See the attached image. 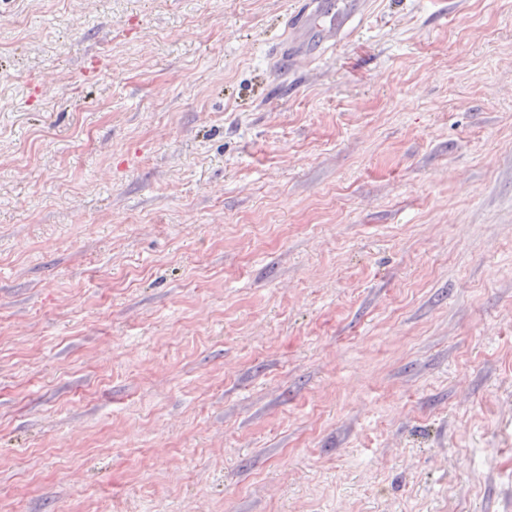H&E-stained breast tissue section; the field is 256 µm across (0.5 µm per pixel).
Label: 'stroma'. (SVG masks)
I'll list each match as a JSON object with an SVG mask.
<instances>
[{
    "label": "stroma",
    "mask_w": 512,
    "mask_h": 512,
    "mask_svg": "<svg viewBox=\"0 0 512 512\" xmlns=\"http://www.w3.org/2000/svg\"><path fill=\"white\" fill-rule=\"evenodd\" d=\"M0 0V512H512V0ZM336 11V4L320 7L315 12H308V9L300 8L291 16L285 34L284 53L276 55V61L281 67V60L292 61L297 56H305V49L299 45L300 33L304 28L314 29L319 32L323 41L340 39L342 35L351 32L350 21L354 16L363 12L366 7L365 0H348Z\"/></svg>",
    "instance_id": "35a3bbf8"
}]
</instances>
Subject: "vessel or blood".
<instances>
[{
    "mask_svg": "<svg viewBox=\"0 0 512 512\" xmlns=\"http://www.w3.org/2000/svg\"><path fill=\"white\" fill-rule=\"evenodd\" d=\"M365 7L364 0H347L340 8L329 5L313 12L299 9L292 15L286 29L284 60L289 62L304 55L305 50L299 44L302 29L315 30L326 41L338 40L349 33L352 18L362 13Z\"/></svg>",
    "mask_w": 512,
    "mask_h": 512,
    "instance_id": "b4317fda",
    "label": "vessel or blood"
}]
</instances>
